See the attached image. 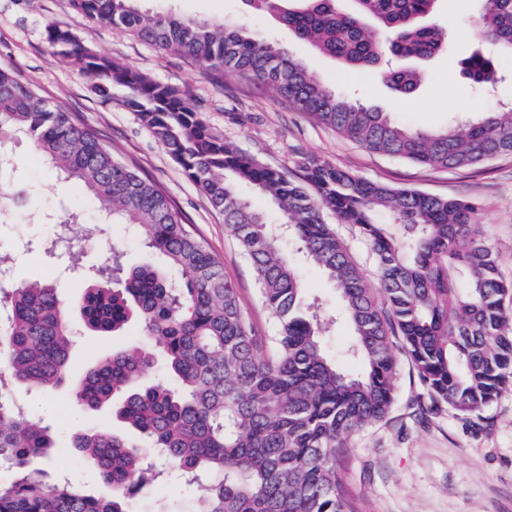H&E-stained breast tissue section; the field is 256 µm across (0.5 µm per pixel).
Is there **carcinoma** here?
Listing matches in <instances>:
<instances>
[{"instance_id": "obj_1", "label": "carcinoma", "mask_w": 512, "mask_h": 512, "mask_svg": "<svg viewBox=\"0 0 512 512\" xmlns=\"http://www.w3.org/2000/svg\"><path fill=\"white\" fill-rule=\"evenodd\" d=\"M96 24L110 25L160 51H176L206 69L257 81L365 149L415 165L456 169L512 155V102L440 131H420L385 112L341 96L271 41L210 20L149 14L138 0H72ZM275 14L296 38L351 69L377 72L399 98L419 87V71L382 60H424L448 45L447 31L426 23L438 0H244ZM373 20L381 37L367 35ZM478 38L494 55L464 59L473 86L503 79L498 59H512V0H484L474 14ZM53 54L70 61L104 102L124 89L122 104L183 167L211 205L224 215L253 265L262 303L278 322L276 335L255 333L236 288L206 241L183 223L167 195L114 157L74 115L44 101L10 69H0V223L23 199L6 180L12 144L30 140L57 181H75L112 209V223L130 225L142 246L180 270L171 278L150 264L128 267L112 249L109 263L90 273L74 324L48 276H34L0 299V355L9 381L53 389L67 379L79 329L112 336L140 324L148 347L114 350L88 370L73 393L88 411L115 400V415L135 437L101 427L75 434L76 454L91 462L112 495L96 497L67 479L52 484L39 462L58 447L48 425L15 404L0 401V463L12 479L0 481V512H130L127 491L167 480L148 462L160 451L187 486L202 489L181 512H353L341 491L337 452L352 433L382 420L395 399L399 365L395 341L426 391L430 409L480 416L512 387V281L499 272L492 245L472 224L474 206L394 189L347 170L302 157V183L281 168L240 152L215 132L190 93L159 83L76 36L56 39ZM250 186L276 208L280 222L239 192ZM331 212L353 225L369 246L378 271L372 286L323 219ZM80 214L54 221L40 243L60 255L74 238ZM291 239L303 263L319 267L340 293L336 314L309 299L295 261L282 246ZM352 335L344 357L360 372L347 374L325 350L338 320ZM164 356L174 383L138 385Z\"/></svg>"}]
</instances>
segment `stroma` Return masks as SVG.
Returning a JSON list of instances; mask_svg holds the SVG:
<instances>
[{"label":"stroma","mask_w":512,"mask_h":512,"mask_svg":"<svg viewBox=\"0 0 512 512\" xmlns=\"http://www.w3.org/2000/svg\"><path fill=\"white\" fill-rule=\"evenodd\" d=\"M141 5L152 13L218 21L272 40L304 62L327 87L414 129H442L462 113L487 112L498 102L512 101V82L501 84L489 96L473 90L462 72V60L473 48L493 51L490 44H479L470 26L475 0H441L435 20L448 32V48L423 63L424 79L404 101L381 77L316 53L274 17L246 11L241 0H142ZM53 22L69 29L86 47L121 59L159 83L188 91L208 124L226 141L269 166L287 170L291 178H298L297 162L304 154L369 181L471 201L477 207L474 221L494 245L502 274L512 278V155L461 169L418 167L344 139L255 81L203 68L92 23L70 0H0V68L15 71L40 98L72 112L118 159L162 188L184 223L194 226L222 263L225 277L261 335H274L276 320L262 306L254 270L223 215L135 112L102 102L84 75L52 56L45 28ZM13 152L18 160L15 177L27 196L10 223L0 224V250L14 257L9 273L0 277V295L44 269L59 283L60 298L72 305L83 283L64 274V265L103 264L116 249L123 252L127 265L150 261L126 225L107 223L105 204L88 198L75 185L55 190L54 176L32 143L16 141ZM72 206L82 211L87 239L64 260L47 259L36 244L51 235L52 227L40 218ZM146 343L136 324L115 337L78 336L70 355V377L79 379L109 350ZM395 386L387 417L349 437L338 456L342 486L354 512H512V388L485 411L483 419L467 421L450 411H427L428 399L408 361H401ZM11 395L30 417L55 432L60 451L52 461L51 477L80 482L96 496L110 495L111 487L99 479L93 465L70 454L67 443L72 433L90 425L123 431L111 407L92 413L74 410L66 384L46 392L16 386ZM195 494V488L173 473L166 487L131 490L128 502L134 512H168Z\"/></svg>","instance_id":"obj_1"}]
</instances>
